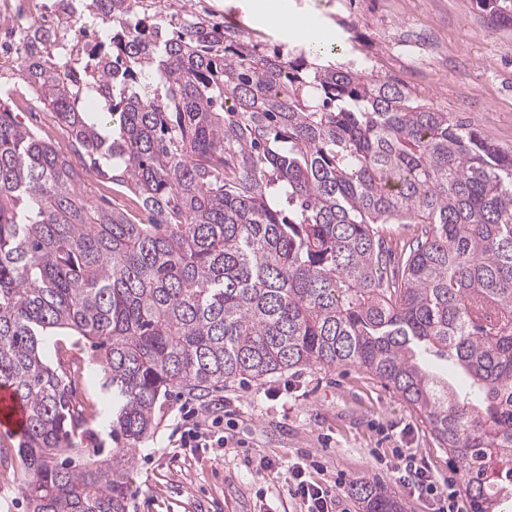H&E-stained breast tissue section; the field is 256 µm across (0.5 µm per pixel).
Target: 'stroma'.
I'll return each mask as SVG.
<instances>
[{
    "label": "stroma",
    "instance_id": "stroma-1",
    "mask_svg": "<svg viewBox=\"0 0 512 512\" xmlns=\"http://www.w3.org/2000/svg\"><path fill=\"white\" fill-rule=\"evenodd\" d=\"M278 2L169 0L167 9L186 6L217 24L232 21L269 53L295 43L271 17ZM288 10L312 32L328 33L337 63L400 79L424 103L464 113L512 145V29L492 30L475 0H288ZM48 360L74 371L75 399L99 412L75 465L118 448L90 348L66 336L60 354ZM218 403L226 445L193 453L175 448L181 405L208 418ZM155 423L129 467V512H300L280 468L300 456L313 461L315 480L338 484L332 512H358L350 482L363 477L400 493L393 472L408 448L417 466L440 485L454 486L460 512H472L447 452L395 391L355 366H311L236 381L202 398L174 389L158 401Z\"/></svg>",
    "mask_w": 512,
    "mask_h": 512
}]
</instances>
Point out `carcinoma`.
<instances>
[{"mask_svg":"<svg viewBox=\"0 0 512 512\" xmlns=\"http://www.w3.org/2000/svg\"><path fill=\"white\" fill-rule=\"evenodd\" d=\"M476 3L512 28V0ZM84 8L105 37L80 61L46 31L18 66L72 153L0 102V385L26 409L27 512H127L131 456L172 388L346 365L401 396L474 512H494L512 487V148L303 47L260 53L146 0ZM92 176L124 202L83 196ZM61 332L92 349L126 443L89 468L67 466L87 421L47 361ZM349 493L405 512L380 483Z\"/></svg>","mask_w":512,"mask_h":512,"instance_id":"carcinoma-1","label":"carcinoma"}]
</instances>
